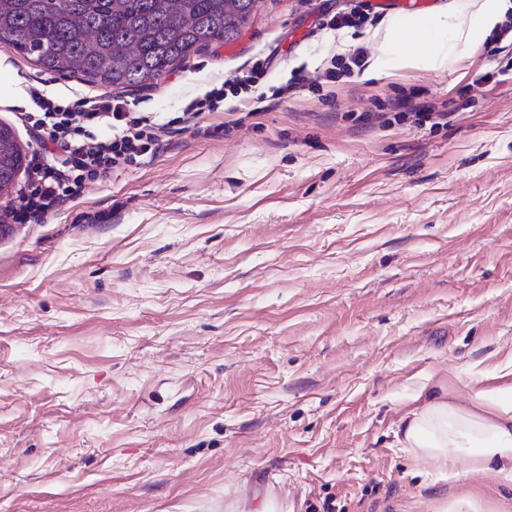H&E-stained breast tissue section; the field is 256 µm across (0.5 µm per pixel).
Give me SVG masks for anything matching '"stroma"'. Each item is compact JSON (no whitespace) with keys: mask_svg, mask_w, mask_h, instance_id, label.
<instances>
[{"mask_svg":"<svg viewBox=\"0 0 512 512\" xmlns=\"http://www.w3.org/2000/svg\"><path fill=\"white\" fill-rule=\"evenodd\" d=\"M348 2L262 0L234 42L121 91L169 119L270 55L260 92L300 93L226 97L208 137L0 223V512H512V477L394 436L428 390L512 395V7L481 32L483 0H367L327 29ZM416 28L430 67L393 69L381 47ZM36 81L96 91L0 47V123L29 156ZM426 103L447 122L418 123ZM350 3L345 12L334 14L328 23L331 29H340L342 27H351L357 25L359 22H364L367 19L366 13L361 10L363 3Z\"/></svg>","mask_w":512,"mask_h":512,"instance_id":"obj_1","label":"stroma"}]
</instances>
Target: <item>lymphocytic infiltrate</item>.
<instances>
[{"mask_svg": "<svg viewBox=\"0 0 512 512\" xmlns=\"http://www.w3.org/2000/svg\"><path fill=\"white\" fill-rule=\"evenodd\" d=\"M269 61L256 62L249 76L230 86L214 85L189 99L181 116L157 122L133 112L129 102L109 93L73 101L47 94L41 86L26 89L28 106L21 120L32 131L39 149L32 157L29 180L18 191L8 216L16 224H42L59 208L77 199L87 183H105L127 165L152 159L166 129L174 126L202 134L199 118L224 108L227 93H240L259 84Z\"/></svg>", "mask_w": 512, "mask_h": 512, "instance_id": "lymphocytic-infiltrate-1", "label": "lymphocytic infiltrate"}]
</instances>
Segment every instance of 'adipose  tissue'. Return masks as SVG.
Masks as SVG:
<instances>
[{
	"label": "adipose tissue",
	"instance_id": "adipose-tissue-1",
	"mask_svg": "<svg viewBox=\"0 0 512 512\" xmlns=\"http://www.w3.org/2000/svg\"><path fill=\"white\" fill-rule=\"evenodd\" d=\"M395 437L437 468H454L455 449L467 448L472 469L512 476V396L482 391L466 404L446 393L427 398L401 419Z\"/></svg>",
	"mask_w": 512,
	"mask_h": 512
}]
</instances>
